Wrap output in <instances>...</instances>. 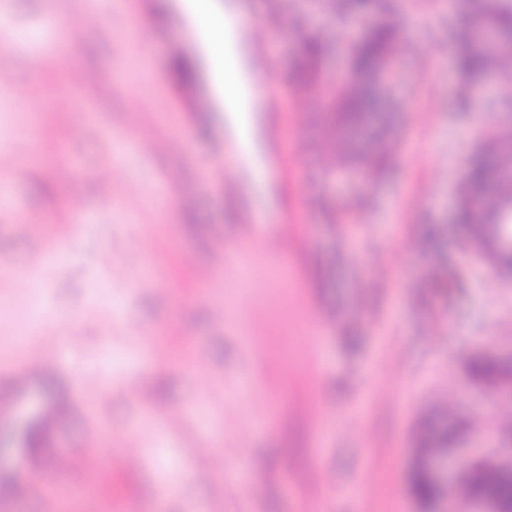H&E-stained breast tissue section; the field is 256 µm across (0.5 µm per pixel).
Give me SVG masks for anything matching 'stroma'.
Returning a JSON list of instances; mask_svg holds the SVG:
<instances>
[{"label":"stroma","instance_id":"obj_1","mask_svg":"<svg viewBox=\"0 0 512 512\" xmlns=\"http://www.w3.org/2000/svg\"><path fill=\"white\" fill-rule=\"evenodd\" d=\"M53 3L63 32L43 34ZM402 61L379 78L400 110L394 150L376 182L326 172L325 111L291 79L301 40L329 46L322 77L339 81L370 18L343 20L310 0H279L269 31L268 95L255 163L282 176L225 188L232 117L213 91L206 53L181 0H0L16 39L0 42V330L48 369L22 392L0 357V503L6 512H157L158 482L180 495L168 512H420L405 493L420 418L448 429L451 455H512V414L464 359L486 352L512 366V275L498 272L454 223L457 181L484 137L512 123L497 76L474 83L457 110L447 50L466 14L457 0H398ZM77 40L79 57L48 44ZM195 65L191 81L171 70ZM95 74L74 86L73 71ZM115 168L104 188L98 172ZM269 223L240 236V209ZM78 218L77 235L35 243L15 231ZM438 251L415 245L421 225ZM223 252H216V239ZM130 271L124 279L122 271ZM158 339L149 365L134 340ZM67 408L45 425L42 408ZM453 402L456 416L441 407ZM483 421V432L459 427ZM35 427L39 443L23 444ZM97 444L85 446L88 432ZM154 451L126 459L129 435ZM73 450L70 462L56 457ZM207 472H200L204 460ZM236 491L223 492L227 478Z\"/></svg>","mask_w":512,"mask_h":512}]
</instances>
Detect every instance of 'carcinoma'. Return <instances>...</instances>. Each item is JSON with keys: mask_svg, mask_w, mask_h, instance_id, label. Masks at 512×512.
Masks as SVG:
<instances>
[{"mask_svg": "<svg viewBox=\"0 0 512 512\" xmlns=\"http://www.w3.org/2000/svg\"><path fill=\"white\" fill-rule=\"evenodd\" d=\"M333 12L354 17L375 14L380 21L354 44L351 67L355 78L336 88L331 94L329 111L339 113L338 127L333 130L336 160L351 162L345 151L341 133L359 132L376 122L389 127L394 122V109L375 92L371 77L396 61V28L390 19L388 0H328ZM465 10L478 19L481 33L471 28L462 31L450 46L455 59L459 85L454 100L469 102L470 83L482 73L497 70L502 87L512 93V0H464ZM325 46L316 35L302 45L294 76L298 85L308 88L319 79V66ZM388 142L378 150L356 160L363 176L382 174L385 170ZM459 207L456 222L465 240L482 248L490 263L499 270L512 271V248L501 242L509 235L499 219L512 211V125L498 130L478 149L457 190ZM468 371L478 385L497 387L512 402V372L498 360L475 355ZM419 464L409 485V495L428 509L451 496L460 503H476L486 498L512 503V480L505 477L496 461L484 458L462 464L453 486L433 480L422 461L440 454L448 447V432L422 420L415 431Z\"/></svg>", "mask_w": 512, "mask_h": 512, "instance_id": "carcinoma-1", "label": "carcinoma"}]
</instances>
